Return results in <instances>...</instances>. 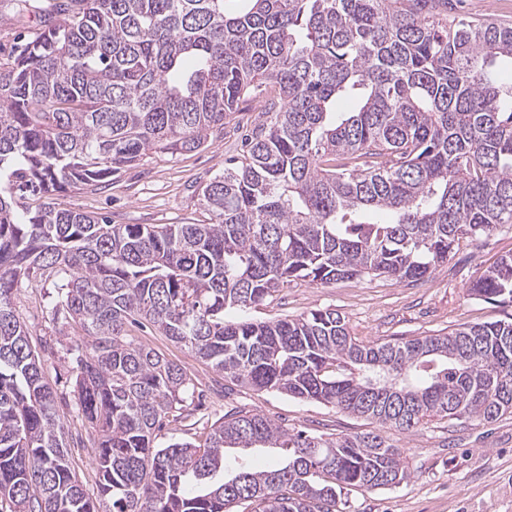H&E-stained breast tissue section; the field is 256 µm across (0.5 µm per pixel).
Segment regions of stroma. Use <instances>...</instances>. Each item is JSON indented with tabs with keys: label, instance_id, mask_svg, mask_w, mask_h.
Instances as JSON below:
<instances>
[{
	"label": "stroma",
	"instance_id": "obj_1",
	"mask_svg": "<svg viewBox=\"0 0 512 512\" xmlns=\"http://www.w3.org/2000/svg\"><path fill=\"white\" fill-rule=\"evenodd\" d=\"M260 99L239 106L221 137L198 150L169 155L152 152L114 175L109 185L71 188L57 195L59 207L106 216L115 224H182L199 219L202 187L241 157L244 136L260 120ZM512 254V225L499 228L480 247L460 246L428 280L410 282L377 276L329 285L293 283L269 306L249 311L254 320L293 317L313 309H333L345 317L352 334L378 342L438 334L461 323H484L512 315V306L473 298L469 286L501 256ZM51 282L21 287L13 307L24 321L52 385L64 426V438L80 483L95 492L98 475L90 430L76 409L71 348L79 336L54 319ZM130 332L167 360L181 365L205 390L206 403L188 419L170 421L157 442L201 438L224 412L242 407L264 414L290 429L313 435H337L371 428L372 423L338 409L294 400L274 391H251L224 380L150 326ZM403 448L410 477L398 487L353 490L349 512H512V415L486 423L434 420L412 434L385 429Z\"/></svg>",
	"mask_w": 512,
	"mask_h": 512
}]
</instances>
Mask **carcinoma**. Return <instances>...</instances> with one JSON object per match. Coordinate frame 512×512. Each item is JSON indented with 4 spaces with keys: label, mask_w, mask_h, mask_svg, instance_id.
<instances>
[{
    "label": "carcinoma",
    "mask_w": 512,
    "mask_h": 512,
    "mask_svg": "<svg viewBox=\"0 0 512 512\" xmlns=\"http://www.w3.org/2000/svg\"><path fill=\"white\" fill-rule=\"evenodd\" d=\"M0 58V506L9 512H345L399 486L381 428L512 414V317L374 342L335 310L254 321L294 281H419L512 224V27L452 0H59ZM267 119L200 193L206 224H112L51 196L149 151L191 152L247 97ZM354 100L351 112L336 99ZM40 203L32 207L25 200ZM38 273L82 332L78 410L98 493L76 479L56 394L12 306ZM512 303V255L471 285ZM241 316L232 318L230 311ZM147 323L224 379L364 417L336 437L233 409L204 444L155 445L187 371L129 335ZM275 448L225 474L226 452Z\"/></svg>",
    "instance_id": "obj_1"
}]
</instances>
